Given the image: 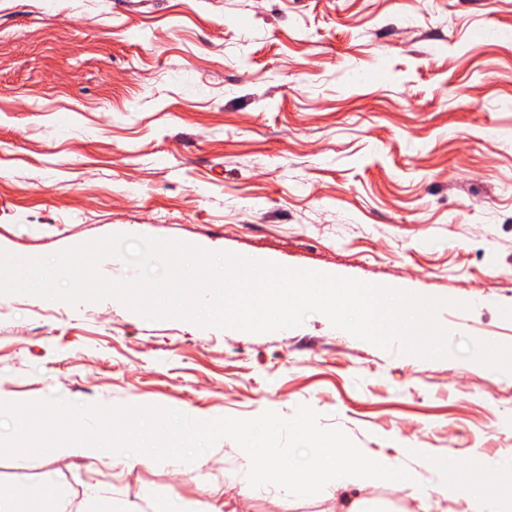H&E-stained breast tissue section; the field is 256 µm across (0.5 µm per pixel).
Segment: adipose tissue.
Instances as JSON below:
<instances>
[{"instance_id": "1", "label": "adipose tissue", "mask_w": 512, "mask_h": 512, "mask_svg": "<svg viewBox=\"0 0 512 512\" xmlns=\"http://www.w3.org/2000/svg\"><path fill=\"white\" fill-rule=\"evenodd\" d=\"M84 418L85 415L81 412L69 415L66 424L52 437L49 454L53 460L100 458L102 447L83 437ZM326 446L332 451V458L326 465L296 471L277 457L264 467V482L287 497L305 495L315 486L322 487L329 493L347 488L358 490L360 496L354 501L350 512H370V492L381 481L396 483L403 488L409 485L406 474L398 465L363 459L352 449L336 446L331 440L327 441ZM438 486L441 494L472 501L474 512H512V500L506 501L494 495L473 496L470 484L450 478L447 470L439 471Z\"/></svg>"}]
</instances>
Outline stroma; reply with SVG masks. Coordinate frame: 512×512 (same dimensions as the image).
I'll return each instance as SVG.
<instances>
[{
	"instance_id": "stroma-1",
	"label": "stroma",
	"mask_w": 512,
	"mask_h": 512,
	"mask_svg": "<svg viewBox=\"0 0 512 512\" xmlns=\"http://www.w3.org/2000/svg\"><path fill=\"white\" fill-rule=\"evenodd\" d=\"M121 233L451 299L453 342L512 345V0H0V250ZM152 405L197 420L311 406L418 493L379 512H471L441 467L512 497V376L423 360L322 314L254 336L114 300L0 295V401ZM413 448L426 456L413 457ZM220 440L146 459L0 456V488L94 487L116 512H341L242 483Z\"/></svg>"
}]
</instances>
